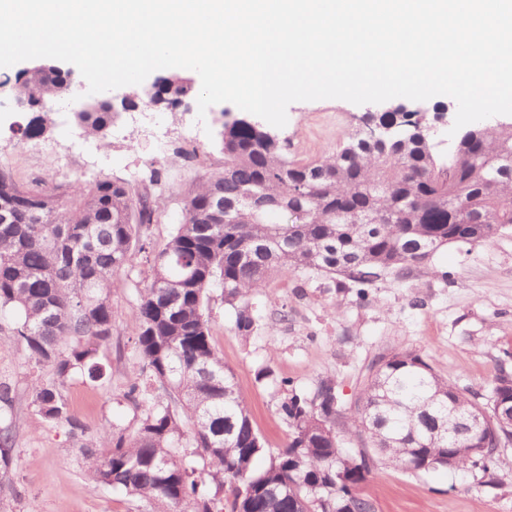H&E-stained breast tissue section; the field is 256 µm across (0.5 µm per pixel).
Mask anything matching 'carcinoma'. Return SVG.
Segmentation results:
<instances>
[{"label": "carcinoma", "mask_w": 512, "mask_h": 512, "mask_svg": "<svg viewBox=\"0 0 512 512\" xmlns=\"http://www.w3.org/2000/svg\"><path fill=\"white\" fill-rule=\"evenodd\" d=\"M168 105L189 90L162 78ZM60 75L19 76L15 97L42 107ZM88 137L112 125L93 103L74 115ZM224 168L201 177L180 201L178 223L155 247L151 229L166 211L165 164H149L138 182L91 177L80 186L46 181L29 189L0 168V334L27 361L49 368L33 404L79 443L89 478L155 506V512H375L362 485L359 454L342 443L384 448L415 474L467 470L494 485L495 448L512 444L493 420L498 400L512 398V374L499 368L487 394L442 377L421 354L391 349L365 368L354 406L336 381L311 392L292 388L279 406L288 440L274 451L254 426L234 372L213 343L210 290L223 289L236 309L235 329L254 332L253 298L275 275L310 271L348 281L359 297L377 281L406 278L448 245L485 242L512 229V124L479 125L446 156L405 131L385 145L343 131L314 160L296 158L245 115L221 132ZM235 202L233 221L208 206L212 192ZM294 217L276 224L267 214ZM149 265L131 313L139 374L123 398L142 411L131 433L91 435L72 414L62 388L73 370L102 379L99 353L112 341V279ZM461 406L487 418L477 435L454 436L430 418ZM12 423L0 425V477L13 455ZM479 448V453H468Z\"/></svg>", "instance_id": "obj_1"}]
</instances>
